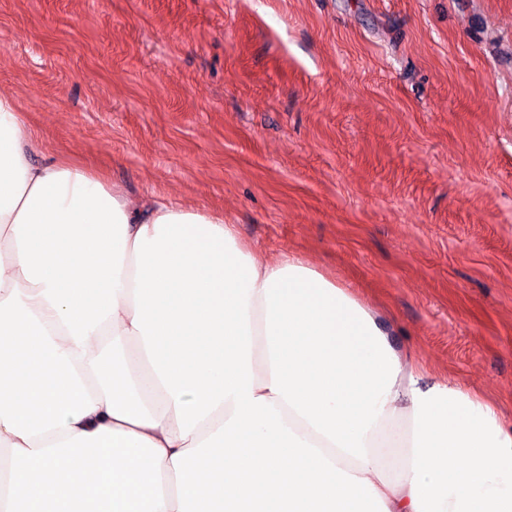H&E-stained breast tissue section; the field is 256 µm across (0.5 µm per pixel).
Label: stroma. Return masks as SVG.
Returning <instances> with one entry per match:
<instances>
[{
	"label": "stroma",
	"instance_id": "1",
	"mask_svg": "<svg viewBox=\"0 0 512 512\" xmlns=\"http://www.w3.org/2000/svg\"><path fill=\"white\" fill-rule=\"evenodd\" d=\"M0 91L37 160L222 210L512 428V0H0Z\"/></svg>",
	"mask_w": 512,
	"mask_h": 512
}]
</instances>
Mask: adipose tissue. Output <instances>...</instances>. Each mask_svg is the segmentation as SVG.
Returning a JSON list of instances; mask_svg holds the SVG:
<instances>
[{"label": "adipose tissue", "mask_w": 512, "mask_h": 512, "mask_svg": "<svg viewBox=\"0 0 512 512\" xmlns=\"http://www.w3.org/2000/svg\"><path fill=\"white\" fill-rule=\"evenodd\" d=\"M33 151L0 92V512H512V429L348 288Z\"/></svg>", "instance_id": "obj_1"}]
</instances>
